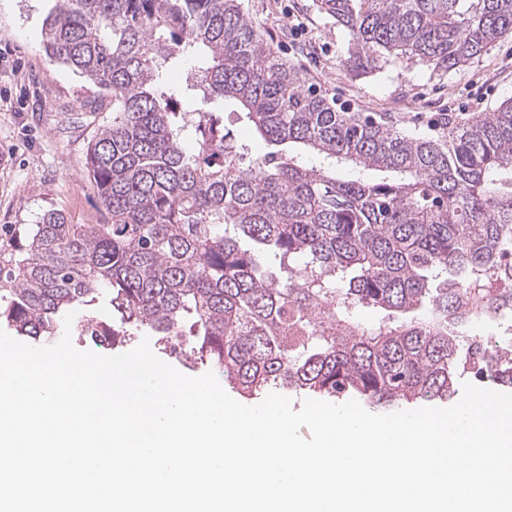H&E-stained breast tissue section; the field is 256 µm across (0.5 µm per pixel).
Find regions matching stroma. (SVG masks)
<instances>
[{
  "instance_id": "35a3bbf8",
  "label": "stroma",
  "mask_w": 512,
  "mask_h": 512,
  "mask_svg": "<svg viewBox=\"0 0 512 512\" xmlns=\"http://www.w3.org/2000/svg\"><path fill=\"white\" fill-rule=\"evenodd\" d=\"M54 0H0V242L24 244L25 230L58 211L73 224H99L105 212L86 155L112 119V98L66 66L49 62L42 21ZM268 44L317 91L397 132L440 137L433 123H460L512 97V37L461 70L435 75L391 62L356 75L344 65L349 32L316 0H239ZM299 35H292L293 25Z\"/></svg>"
}]
</instances>
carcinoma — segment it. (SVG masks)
Wrapping results in <instances>:
<instances>
[{
  "label": "carcinoma",
  "mask_w": 512,
  "mask_h": 512,
  "mask_svg": "<svg viewBox=\"0 0 512 512\" xmlns=\"http://www.w3.org/2000/svg\"><path fill=\"white\" fill-rule=\"evenodd\" d=\"M316 6L350 32L355 73H446L512 31V0ZM42 43L112 94L87 155L106 218L52 211L0 248V321L18 335L52 340L105 293L117 321L87 316L78 335L147 328L247 396L444 401L464 372L512 388V350L466 338L512 318L511 98L437 140L400 134L307 87L237 0H56ZM227 101L272 151L245 163L224 113L182 107ZM361 308L384 315L366 328Z\"/></svg>",
  "instance_id": "carcinoma-1"
}]
</instances>
